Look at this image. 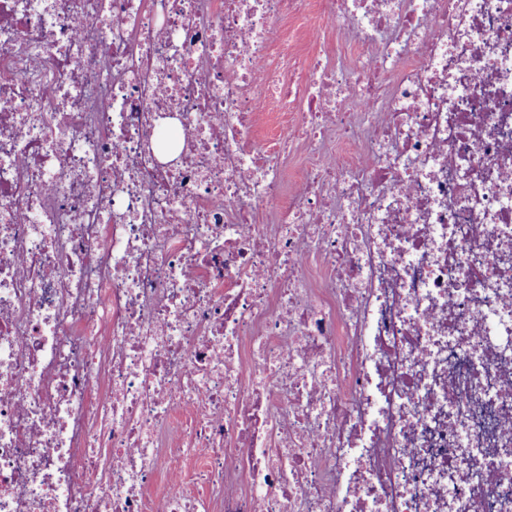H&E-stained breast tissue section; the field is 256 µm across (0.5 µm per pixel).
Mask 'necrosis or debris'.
I'll list each match as a JSON object with an SVG mask.
<instances>
[{
	"label": "necrosis or debris",
	"instance_id": "obj_1",
	"mask_svg": "<svg viewBox=\"0 0 512 512\" xmlns=\"http://www.w3.org/2000/svg\"><path fill=\"white\" fill-rule=\"evenodd\" d=\"M0 512H512V0H0Z\"/></svg>",
	"mask_w": 512,
	"mask_h": 512
}]
</instances>
